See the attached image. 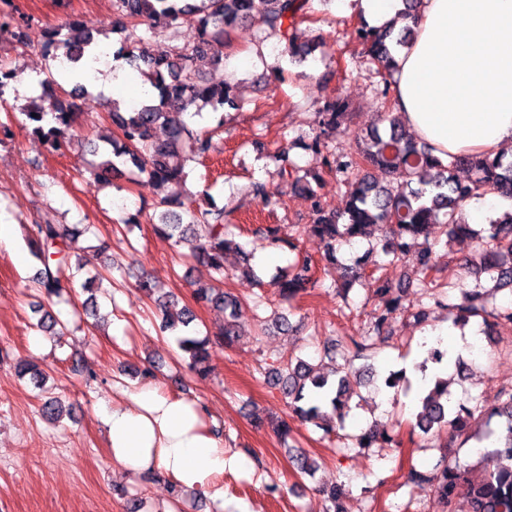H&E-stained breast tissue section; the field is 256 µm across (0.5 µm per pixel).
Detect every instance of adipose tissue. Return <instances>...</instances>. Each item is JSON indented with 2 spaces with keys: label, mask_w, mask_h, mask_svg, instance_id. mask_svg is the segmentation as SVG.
Wrapping results in <instances>:
<instances>
[{
  "label": "adipose tissue",
  "mask_w": 512,
  "mask_h": 512,
  "mask_svg": "<svg viewBox=\"0 0 512 512\" xmlns=\"http://www.w3.org/2000/svg\"><path fill=\"white\" fill-rule=\"evenodd\" d=\"M395 95L404 125L436 156L511 148L512 0H422ZM98 416L124 472L160 471L223 505L224 442L202 429L197 401L144 384Z\"/></svg>",
  "instance_id": "adipose-tissue-1"
}]
</instances>
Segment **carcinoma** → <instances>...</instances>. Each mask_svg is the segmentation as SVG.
<instances>
[{
  "label": "carcinoma",
  "instance_id": "obj_1",
  "mask_svg": "<svg viewBox=\"0 0 512 512\" xmlns=\"http://www.w3.org/2000/svg\"><path fill=\"white\" fill-rule=\"evenodd\" d=\"M117 19L123 26L137 23L154 27H173L184 15L197 16L199 36L192 45L181 50L161 49L146 55L144 81L158 91V96L129 112L112 109V122L119 128L122 143L106 140L109 149L105 158L92 170L100 179L107 180L116 169L115 159L127 158L147 182L161 193V203L171 207L162 215L157 230L169 239L180 242L195 233V228H205L204 241L191 248L194 261L213 273V280L224 281V254L232 247L241 249L235 241L236 224L224 223V210L185 208V201L193 200L195 193L187 186L188 162L202 160L213 154L216 143L210 133L198 131L183 118L188 107L195 104V116H202V109L239 111L242 104L235 87L221 77L208 80L196 74L197 62L209 59L220 65L224 58V35L242 22H250L263 32L284 41L294 51L305 55L312 48L299 42V17L308 9L309 0H114ZM355 37L367 50L372 60L380 64L387 75L397 71L393 51L411 45L412 28L393 34L392 26L382 29L366 22L354 28ZM42 47L55 51V57H64L72 67H83L82 58L96 46L92 32L81 27L76 19L59 26L42 30ZM391 82H386L382 121L389 129L373 130L361 139L356 153L343 160L323 157V166L339 174H355L368 168L379 170L389 178L382 185L365 175L346 182L345 206L340 213H329L321 206L317 190L321 174L304 168L289 158L281 149L271 156L280 170L285 185L301 189L312 200L311 224L308 233L326 246L324 258L331 264L338 262L336 243L352 241L367 236L366 229L374 224H386L391 237L378 247L369 245L356 266L344 268L347 286L360 283L367 286L382 303L374 312L370 324L374 335L351 339L355 354L368 349L367 341L378 337L386 339L391 332L389 316L401 305V296L391 281L379 271L409 255L426 235L431 224H438L453 238H470L477 244L482 256L477 269L489 274L493 287L512 286V211H507L475 229L459 217L462 206L471 198L497 193L512 198V161L501 153H476L465 156L448 155L441 159L433 154L434 148L416 142L400 129L392 118L396 111L394 96L390 95ZM42 104L25 113L32 132L51 149L66 145L76 124L75 105L51 89L40 96ZM320 131L308 149L316 154L328 149V139L345 120V106L338 100L328 102L318 112ZM467 167L471 174L468 182L457 181L452 171L458 166ZM30 236L37 247L36 258L40 267L32 278L34 288L47 302H68L75 292L76 278L84 265L72 264L78 246V235L57 224H34ZM421 282L425 288L438 287L435 283L437 264L432 249L419 251ZM319 279L313 261L299 253L289 265L288 273L276 281L279 295L286 301L305 295L318 287ZM193 298L201 307H220L224 310V326L214 334L197 338L185 336L179 340L181 350L188 354V368L205 376L209 372L210 348L214 344L230 343L236 331L239 304L231 296L213 285H201L193 291ZM464 303L456 306L453 324L464 326L472 318L489 315L487 303L489 290L477 283L463 291ZM158 308L166 313L164 328L175 329L181 324L189 326L193 312L185 308L179 314L168 313L171 301L164 296L156 299ZM275 384L291 399L292 412L302 421L313 422L329 430L326 421L336 419L344 423L352 407L354 381L346 366H334L328 372H319L315 365L302 359L269 371ZM386 389L399 392L410 389V381L403 370L388 371L383 378ZM469 407L448 397V380L436 379L433 388L421 395L419 410L411 429L424 434L447 428L449 438H462L467 442L471 423L476 413L485 412L474 399ZM45 416L56 421L65 412L58 397L44 401ZM491 416L499 419L498 425L478 437L485 443L487 454L496 458V468L484 475L472 476L458 464L437 466L430 473L416 469L408 472L413 484L428 483L432 486L439 512H454L458 496H465L471 512H512V387L501 389ZM358 447L370 448L383 440L394 439L388 430L371 425L354 435Z\"/></svg>",
  "mask_w": 512,
  "mask_h": 512
}]
</instances>
